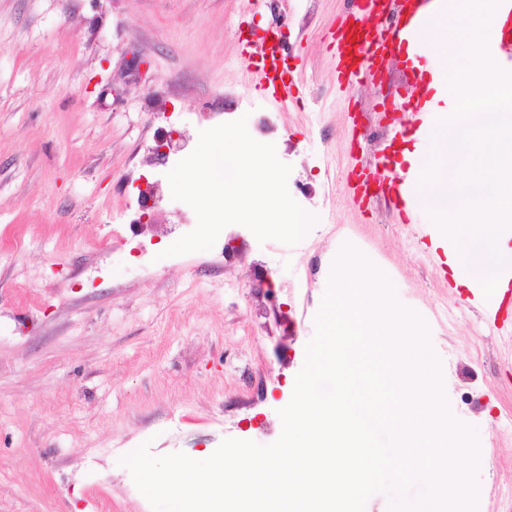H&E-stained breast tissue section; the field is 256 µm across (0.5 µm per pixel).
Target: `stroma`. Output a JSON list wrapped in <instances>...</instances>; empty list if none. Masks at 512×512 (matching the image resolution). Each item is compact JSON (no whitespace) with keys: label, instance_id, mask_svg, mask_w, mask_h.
Instances as JSON below:
<instances>
[{"label":"stroma","instance_id":"stroma-1","mask_svg":"<svg viewBox=\"0 0 512 512\" xmlns=\"http://www.w3.org/2000/svg\"><path fill=\"white\" fill-rule=\"evenodd\" d=\"M354 0H0V512H152L119 460L274 442L344 244L426 323L452 416L479 443L477 512H512V330L443 282L388 202L351 170L416 152L398 57L341 101L329 33ZM275 30L300 100L274 106L243 49ZM266 115L261 135L316 223L295 246L246 227L233 258L164 251L195 222L160 178L155 224L114 237L155 140Z\"/></svg>","mask_w":512,"mask_h":512}]
</instances>
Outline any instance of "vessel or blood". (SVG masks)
<instances>
[{
	"label": "vessel or blood",
	"mask_w": 512,
	"mask_h": 512,
	"mask_svg": "<svg viewBox=\"0 0 512 512\" xmlns=\"http://www.w3.org/2000/svg\"><path fill=\"white\" fill-rule=\"evenodd\" d=\"M455 0H359L357 7L364 21H385L388 38L373 47L378 58L404 50L408 59H416L424 50L423 31L433 17L452 9ZM499 9L506 17L500 38L488 42L489 52L496 55L502 67L512 70V0H502ZM359 32L356 25L341 20L332 34L335 47L336 68L334 80L338 92H347L352 83L367 71L368 65L360 56L361 49L355 41ZM249 55L254 58L257 89L263 91L279 108L297 104L301 83L285 60L283 51L270 44L267 38H259L249 44ZM409 93L397 101L396 109L413 111L416 118V134H424L434 123L437 113L428 111L426 103L430 94L428 82L422 72H413L408 78ZM386 177L391 186L390 202L402 223L408 224L421 239L430 237L431 225L420 223L418 209L412 195L413 174L398 171L396 165L386 167ZM473 305L479 307L489 327H497L503 312L512 310V267L504 269L498 278V291L490 298L474 297Z\"/></svg>",
	"instance_id": "vessel-or-blood-1"
}]
</instances>
